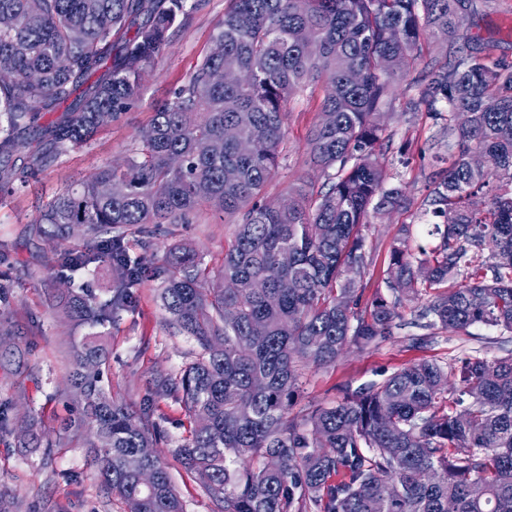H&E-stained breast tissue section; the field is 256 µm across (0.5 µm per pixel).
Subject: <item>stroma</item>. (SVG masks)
Listing matches in <instances>:
<instances>
[{
	"mask_svg": "<svg viewBox=\"0 0 512 512\" xmlns=\"http://www.w3.org/2000/svg\"><path fill=\"white\" fill-rule=\"evenodd\" d=\"M481 2L479 14L459 30V40L476 36L490 40L494 55L512 62V0ZM229 5V0H205L202 7L187 6L169 31L157 66L128 110L101 126L88 144L43 167L26 187L0 198V291L10 300L12 341L23 350L20 357L0 359V403H15L29 413L50 431L54 442L50 448H35L20 433L0 435V499L14 502V512H124L123 505L101 489L86 465L87 429L66 424L79 414L65 382L68 351L72 341L88 334L89 329L75 326L45 303L47 291L57 285L55 259L82 247L83 241L75 234L67 238L53 235L51 226L39 223V211L63 187L124 160L136 148L138 135L151 123L157 104L171 98L202 60ZM423 67L420 59L410 64L384 117V140L376 148L389 183L402 187L410 206L368 217V270L361 282L366 302L387 291L384 271L401 227L409 226L411 245L424 243L429 194L453 160L446 122L441 118L447 104L437 103L431 112L418 103ZM323 95L322 85L313 83L287 104L284 145L268 186L269 197H286L290 187L304 181L315 187L325 181V174L311 164L309 155V138L319 120ZM233 232V218L206 209L193 223L166 226L154 238L151 252L160 256L169 247L186 243L196 249L204 265L214 269L231 244ZM165 318L157 282H144L131 307L113 317L109 328L112 354L103 379L112 393L129 402L153 400L157 412L166 417L167 440L159 454L185 512H213L210 499L172 455L185 437L183 411L173 395L158 393L155 379L178 373L195 359L198 347L190 338L172 335ZM416 332V327L405 325L395 330L392 338L363 349L348 348L335 362L306 369L291 415H302L313 406L337 399L342 390H358L381 374L424 357L451 363L469 355L492 360L512 352V334L482 324L464 332L439 333L424 352L406 346V337Z\"/></svg>",
	"mask_w": 512,
	"mask_h": 512,
	"instance_id": "stroma-1",
	"label": "stroma"
}]
</instances>
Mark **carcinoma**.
Returning a JSON list of instances; mask_svg holds the SVG:
<instances>
[{"instance_id":"carcinoma-1","label":"carcinoma","mask_w":512,"mask_h":512,"mask_svg":"<svg viewBox=\"0 0 512 512\" xmlns=\"http://www.w3.org/2000/svg\"><path fill=\"white\" fill-rule=\"evenodd\" d=\"M207 54L158 105L123 166L107 165L66 186L38 223L85 248L59 257L65 284L93 263L110 273L111 295L57 291L50 306L73 323H112L133 289L159 282L167 322L193 339L196 359L156 387L181 394L188 435L175 457L213 512H512V356L421 359L302 419L288 415L301 367L323 366L345 347H366L403 326L402 302L433 290L413 311L423 348L436 331L475 324L512 333V62L456 35L477 0H230ZM186 0H0V156L19 152L28 131L43 145L29 166L0 170V196L86 142L137 97ZM425 35L446 43L426 63L419 102L448 104L456 147L429 205L439 243L413 253L408 229L385 271L389 296L358 311L368 261V213L407 202L374 158L394 84L421 56ZM216 68L241 76L210 78ZM325 81L311 161L334 171L314 193L288 203L267 197L283 143L284 109L305 84ZM62 115L36 123L35 108ZM463 111L469 119L456 122ZM480 152L486 164L476 166ZM208 207L235 215L217 271L181 245L162 263L131 258L126 236L186 224ZM291 261L281 266V256ZM237 284L224 290L212 278ZM282 277L295 287L278 286ZM460 277L462 285L448 282ZM67 385L91 433L88 465L125 512H184L156 448L166 439L152 407L106 390L105 336L72 345ZM26 416L0 404V433ZM150 468L146 486L140 471ZM395 487L384 497V486Z\"/></svg>"}]
</instances>
